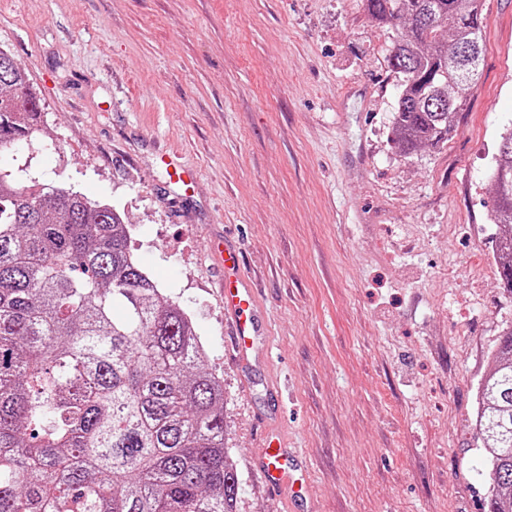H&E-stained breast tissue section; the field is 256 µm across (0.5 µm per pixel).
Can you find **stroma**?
Here are the masks:
<instances>
[{"mask_svg": "<svg viewBox=\"0 0 512 512\" xmlns=\"http://www.w3.org/2000/svg\"><path fill=\"white\" fill-rule=\"evenodd\" d=\"M440 147L401 154L398 25L364 0H0L43 136L7 161L110 203L224 380L237 512H485L477 395L512 324L490 178L512 126V0ZM170 146L195 175L172 185ZM243 256L269 359L241 363L207 251ZM279 433L293 500L256 467Z\"/></svg>", "mask_w": 512, "mask_h": 512, "instance_id": "obj_1", "label": "stroma"}]
</instances>
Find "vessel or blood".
I'll return each mask as SVG.
<instances>
[{"label": "vessel or blood", "instance_id": "b4317fda", "mask_svg": "<svg viewBox=\"0 0 512 512\" xmlns=\"http://www.w3.org/2000/svg\"><path fill=\"white\" fill-rule=\"evenodd\" d=\"M223 262L224 307L234 319L236 350L240 356L246 357L255 352L263 341L257 324L259 309L254 290L241 272L237 253L225 249ZM260 469L273 491L293 493L298 471L281 443L274 440L268 443L260 460Z\"/></svg>", "mask_w": 512, "mask_h": 512}]
</instances>
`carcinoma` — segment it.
Instances as JSON below:
<instances>
[{
	"label": "carcinoma",
	"mask_w": 512,
	"mask_h": 512,
	"mask_svg": "<svg viewBox=\"0 0 512 512\" xmlns=\"http://www.w3.org/2000/svg\"><path fill=\"white\" fill-rule=\"evenodd\" d=\"M404 24L395 142L454 131L477 79L483 0H365ZM40 99L0 49V161L38 132ZM493 223L512 288V127L500 135ZM108 203L0 165V512H236L224 384L191 317L130 249ZM488 512H512V326L479 387Z\"/></svg>",
	"instance_id": "1"
}]
</instances>
